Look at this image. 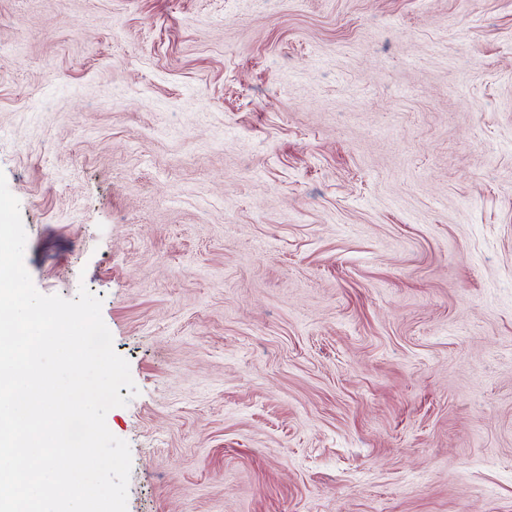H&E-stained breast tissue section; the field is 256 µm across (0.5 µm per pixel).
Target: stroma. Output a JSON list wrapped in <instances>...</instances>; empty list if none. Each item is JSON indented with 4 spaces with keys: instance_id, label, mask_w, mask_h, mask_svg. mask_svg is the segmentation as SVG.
I'll return each mask as SVG.
<instances>
[{
    "instance_id": "35a3bbf8",
    "label": "stroma",
    "mask_w": 512,
    "mask_h": 512,
    "mask_svg": "<svg viewBox=\"0 0 512 512\" xmlns=\"http://www.w3.org/2000/svg\"><path fill=\"white\" fill-rule=\"evenodd\" d=\"M0 172L127 512H512V0H0Z\"/></svg>"
}]
</instances>
